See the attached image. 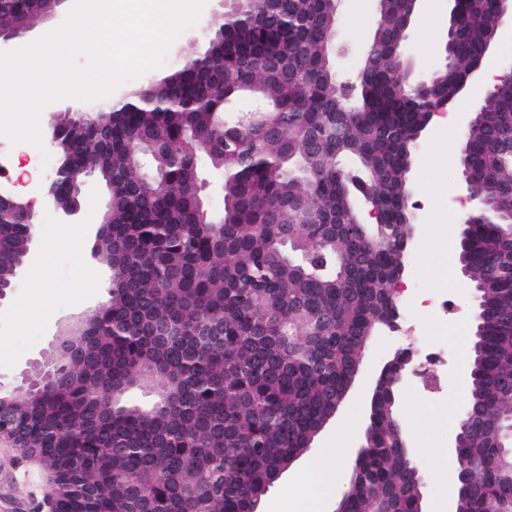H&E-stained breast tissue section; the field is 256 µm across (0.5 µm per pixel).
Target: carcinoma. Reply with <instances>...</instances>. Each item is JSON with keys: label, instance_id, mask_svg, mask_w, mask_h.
Segmentation results:
<instances>
[{"label": "carcinoma", "instance_id": "cac0c4a2", "mask_svg": "<svg viewBox=\"0 0 512 512\" xmlns=\"http://www.w3.org/2000/svg\"><path fill=\"white\" fill-rule=\"evenodd\" d=\"M54 0H0V30L34 24ZM410 0H382L373 58L349 81L330 65L338 21L329 0H279L224 19L218 53L204 51L157 81L100 102L83 123L60 117V202L93 174L108 202L100 250L116 251L112 337L96 387L112 396V423L85 433L84 386L16 397L27 431L53 405L52 452L81 446L77 469L112 478L100 512H241L257 508L311 446L360 369L379 327L398 311L388 294L415 223L410 175L422 116L454 99L499 31L494 0H463L451 46L424 84L399 83L397 46ZM265 110L244 128L226 116L240 102ZM512 83H502L464 132L462 176L490 217L465 224L456 253L477 293L466 391L468 441L455 466L475 481L457 512H512V465L500 459L512 415ZM223 173L224 208L208 211L201 161ZM379 220L365 224L361 208ZM35 223L22 201L0 207V285L9 287ZM216 324L222 337L197 331ZM385 378L369 416V451L355 462L346 512H418L412 455L398 446L400 415ZM138 389L147 400L130 399ZM112 433L113 451L98 447ZM213 494L200 497L204 483Z\"/></svg>", "mask_w": 512, "mask_h": 512}]
</instances>
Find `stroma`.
Returning <instances> with one entry per match:
<instances>
[{
	"instance_id": "35a3bbf8",
	"label": "stroma",
	"mask_w": 512,
	"mask_h": 512,
	"mask_svg": "<svg viewBox=\"0 0 512 512\" xmlns=\"http://www.w3.org/2000/svg\"><path fill=\"white\" fill-rule=\"evenodd\" d=\"M372 5L373 0L341 2L331 54L338 76L350 74L362 60L372 34L368 23ZM224 10L221 0H207L203 17L175 40L164 66L120 85L115 97L124 96L128 88L162 78L175 66L203 52L211 18ZM449 11L448 0H417L416 18L406 40V56L414 74H429L440 66ZM480 84V78L468 80L454 100L457 121L447 131V141L453 149L462 146L465 120L485 104V96L478 91ZM433 141L432 130H425L414 158L411 201L416 221L424 229L410 250L399 299L404 313L418 321L423 335L435 339L444 335V329L472 324L477 301L476 292L464 275L438 279L429 269V262L442 243L458 242L462 231L461 225L446 223L439 233L429 232L438 200L444 198L453 204L473 196L456 159L442 163L434 158ZM103 199L102 185L91 179L84 186L76 216L62 219L48 206H41L40 225L33 241L36 258L24 264L14 289L0 304V387H16L20 373L49 350L61 329L106 300L109 270L92 257L98 229L93 218L100 215ZM438 290L447 294L451 304L447 316L440 319L432 308ZM447 338L451 353L447 389L428 396L410 386L402 396V430L421 473L426 512H455L456 507L457 489L449 470L453 465L456 423L466 401L459 375L468 369L472 338L467 334ZM372 386L371 377L358 374L336 415L315 437L311 450L282 474L264 497L260 512H335L354 462L355 445L344 441L342 432L350 425L356 431L364 430ZM313 463L326 469L331 482L330 497L324 503L309 490L308 468ZM52 492L53 482L37 462L20 458L8 443H0V512H33L36 504Z\"/></svg>"
}]
</instances>
